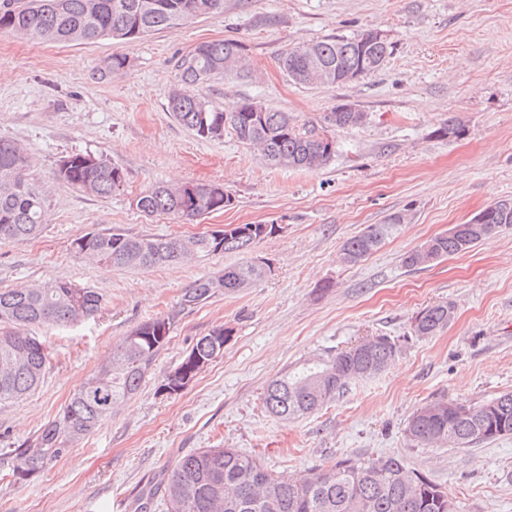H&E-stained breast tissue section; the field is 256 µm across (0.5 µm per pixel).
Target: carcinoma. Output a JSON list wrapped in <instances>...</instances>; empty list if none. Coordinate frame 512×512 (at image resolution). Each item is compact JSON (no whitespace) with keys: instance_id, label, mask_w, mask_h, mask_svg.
Here are the masks:
<instances>
[{"instance_id":"obj_1","label":"carcinoma","mask_w":512,"mask_h":512,"mask_svg":"<svg viewBox=\"0 0 512 512\" xmlns=\"http://www.w3.org/2000/svg\"><path fill=\"white\" fill-rule=\"evenodd\" d=\"M224 9V0H0V33L37 43H88L102 38L132 41L151 32L187 23ZM394 47L375 41L367 31L353 37L336 36L290 49L279 67L303 85H344L348 73L379 71ZM245 45L237 39L204 43L182 56L176 65L182 93L168 99V109L197 137L219 140L230 130L237 139L256 148L272 166L316 169L336 154L330 128L364 124L365 112L327 113L318 125H299L286 112L263 107L251 111L245 100L234 112H225L198 94L199 86L237 69ZM129 67L123 54L111 56L102 67L109 75ZM30 157L15 141L0 136V243L34 237L40 231L42 195L27 178ZM57 180L98 198H108L125 182L117 164L102 154L73 153L56 164ZM195 194L176 198L169 186L142 193L137 208L146 217L164 214L179 222L195 221L230 204L224 187L194 184ZM489 215L482 234L469 240L445 234L429 241V255L440 259L466 251L483 238L512 228V205L498 200L484 209ZM403 216L390 215L382 224L348 239L342 246L346 263L357 264L376 251ZM273 224H237L224 238L200 236L186 244L177 238L133 235L121 228L87 233L72 242L81 258L120 268L149 269L183 263L219 252H246L274 233ZM270 270L264 261L245 260L224 273L196 280L182 294L179 307L189 309L214 298L235 294L261 281ZM71 282L49 280L32 288L0 289V403L22 400L39 386L50 365V352L34 329L64 327L95 317L103 297L88 288L75 293ZM454 305L438 303L422 310L414 321L419 336H430L448 326ZM174 316L146 321L113 344L105 363L77 389L58 414L36 437L16 448L0 449V468L17 481L44 471L71 450L70 439H84L134 398L152 373L160 351L169 341ZM220 326L200 337L172 370L160 377L159 391L178 393L182 375L191 374L198 358L212 361L219 354L215 337L229 339ZM398 347L388 336H378L361 355L346 348L330 360L317 362L271 380L264 391L267 411L288 420L312 414L342 393L356 379L378 373L395 358ZM495 427L483 436L478 430ZM407 433L422 445L452 443L460 448L483 437L495 440L512 435V392L462 412L445 400L432 401L409 420ZM317 481H294L270 473L260 460L237 448H196L166 471L159 491H145L136 512H147L149 501L161 493L167 512H448V494L422 474L407 469L396 456L345 457L330 467H314Z\"/></svg>"}]
</instances>
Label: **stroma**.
Masks as SVG:
<instances>
[{"mask_svg": "<svg viewBox=\"0 0 512 512\" xmlns=\"http://www.w3.org/2000/svg\"><path fill=\"white\" fill-rule=\"evenodd\" d=\"M387 34L393 54L372 76L339 86L296 83L282 52L336 35ZM237 39L248 75L204 86L220 107L253 99L317 123L351 103L368 121L335 130L336 155L315 170L268 165L233 133L197 137L168 110L175 62L195 46ZM115 54L129 67L99 78ZM459 118L463 132L439 127ZM0 136L25 147L29 180L45 196L32 239L0 244V289L68 280L104 306L89 321L40 329L51 363L27 399L0 405V448L35 437L139 324L175 313L154 374L132 400L49 469L24 482L0 473V512H132L141 491L195 448H236L276 475L305 478L358 455H397L435 482L455 512H512V436L468 448L421 446L409 419L439 399L477 407L512 391V230L467 252L415 268L404 256L512 198V0H224L223 11L126 42L35 44L0 36ZM94 152L120 165L125 183L101 199L57 181L61 156ZM166 183H219L233 203L182 224L144 216L135 200ZM393 213L402 224L361 262L340 248ZM225 224H276L248 253H218L125 270L76 257L71 244L120 227L134 235L189 239ZM271 263L242 292L185 311L196 280L244 257ZM442 302L453 320L432 336L413 322ZM232 335L179 395L157 390L200 336ZM399 351L381 373L352 381L309 415L283 421L263 402L267 383L369 336Z\"/></svg>", "mask_w": 512, "mask_h": 512, "instance_id": "obj_1", "label": "stroma"}]
</instances>
